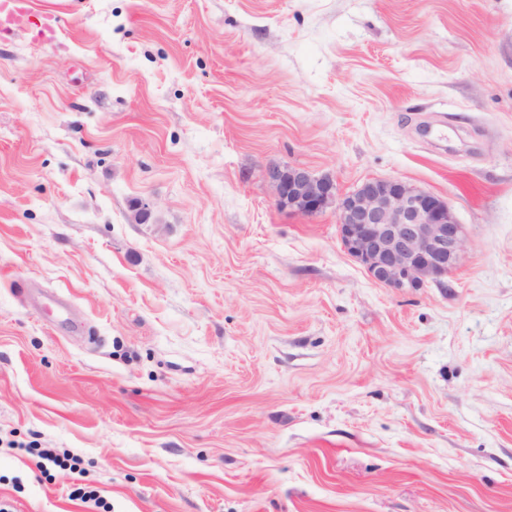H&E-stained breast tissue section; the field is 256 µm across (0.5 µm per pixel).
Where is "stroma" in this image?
<instances>
[{
  "label": "stroma",
  "instance_id": "35a3bbf8",
  "mask_svg": "<svg viewBox=\"0 0 512 512\" xmlns=\"http://www.w3.org/2000/svg\"><path fill=\"white\" fill-rule=\"evenodd\" d=\"M29 2L0 38L10 512H86L79 483L112 512H512V0ZM285 165L447 199L459 267L376 284L335 208L278 207ZM8 448L11 449H19L24 450L28 454L35 455L43 460L50 462L56 466H67V461H71L72 463L69 464V468L73 471L81 472V464L82 459L78 458L77 456H71L68 454H64L63 458L60 457L57 453H55L53 450L49 448H33L32 444L23 445V444H16L14 441L8 442Z\"/></svg>",
  "mask_w": 512,
  "mask_h": 512
}]
</instances>
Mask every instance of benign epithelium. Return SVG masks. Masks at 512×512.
<instances>
[{
	"label": "benign epithelium",
	"mask_w": 512,
	"mask_h": 512,
	"mask_svg": "<svg viewBox=\"0 0 512 512\" xmlns=\"http://www.w3.org/2000/svg\"><path fill=\"white\" fill-rule=\"evenodd\" d=\"M277 204L312 215L337 210L342 247L376 283L414 290L443 282L465 251L462 225L449 202L398 179H370L352 192L337 194L334 179L298 166L267 171Z\"/></svg>",
	"instance_id": "benign-epithelium-1"
}]
</instances>
